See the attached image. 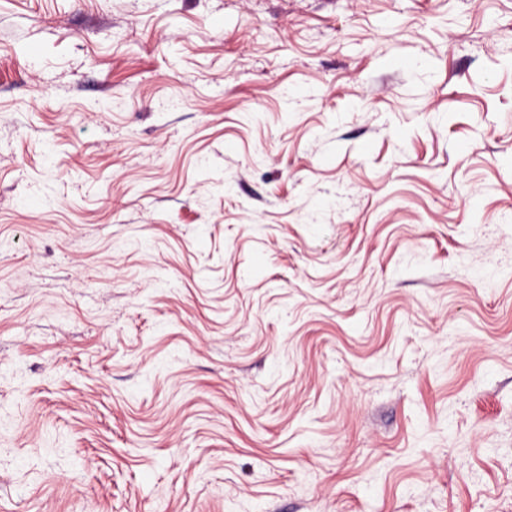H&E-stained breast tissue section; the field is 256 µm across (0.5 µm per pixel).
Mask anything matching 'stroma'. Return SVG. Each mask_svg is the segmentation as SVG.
Listing matches in <instances>:
<instances>
[{"instance_id":"stroma-1","label":"stroma","mask_w":512,"mask_h":512,"mask_svg":"<svg viewBox=\"0 0 512 512\" xmlns=\"http://www.w3.org/2000/svg\"><path fill=\"white\" fill-rule=\"evenodd\" d=\"M0 512H512V0H0Z\"/></svg>"}]
</instances>
